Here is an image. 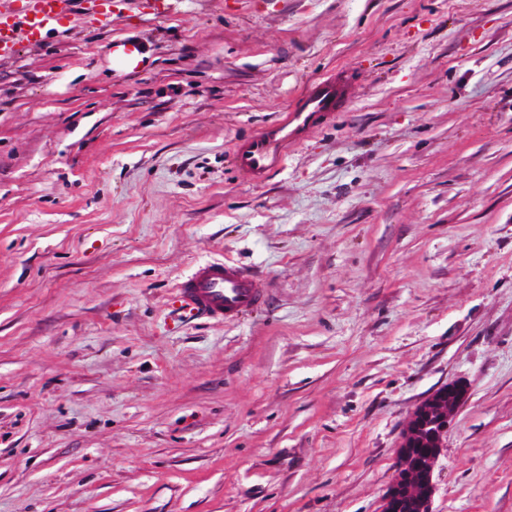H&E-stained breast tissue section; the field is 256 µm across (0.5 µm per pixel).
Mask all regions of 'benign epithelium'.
<instances>
[{"label":"benign epithelium","instance_id":"7a95c632","mask_svg":"<svg viewBox=\"0 0 512 512\" xmlns=\"http://www.w3.org/2000/svg\"><path fill=\"white\" fill-rule=\"evenodd\" d=\"M467 399V387L450 382L434 390L411 414L404 429L391 485L381 512H432L434 469L448 429Z\"/></svg>","mask_w":512,"mask_h":512}]
</instances>
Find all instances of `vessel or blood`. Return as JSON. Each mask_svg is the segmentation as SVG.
<instances>
[{"instance_id":"obj_1","label":"vessel or blood","mask_w":512,"mask_h":512,"mask_svg":"<svg viewBox=\"0 0 512 512\" xmlns=\"http://www.w3.org/2000/svg\"><path fill=\"white\" fill-rule=\"evenodd\" d=\"M16 0H0V59L14 56L21 39L54 29L61 17L75 9L76 0H29L26 9ZM350 82L336 74L310 84L290 105L286 118L267 124L260 132L238 141L237 169L255 181L269 177L285 160L283 149L309 136L318 119L339 111L350 95ZM174 300L182 317L206 316L235 322L261 307L263 288L242 268L212 262L198 266L176 286Z\"/></svg>"}]
</instances>
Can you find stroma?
<instances>
[{
	"label": "stroma",
	"mask_w": 512,
	"mask_h": 512,
	"mask_svg": "<svg viewBox=\"0 0 512 512\" xmlns=\"http://www.w3.org/2000/svg\"><path fill=\"white\" fill-rule=\"evenodd\" d=\"M169 2L80 0L0 60V512H378L451 381L432 508L512 512V0ZM215 259L264 307L177 320ZM350 89L343 71L310 84L292 102L286 118L269 123L260 132L236 143L237 169L255 181L269 177L283 165L284 147L307 138L319 118L338 112L347 101Z\"/></svg>",
	"instance_id": "35a3bbf8"
}]
</instances>
